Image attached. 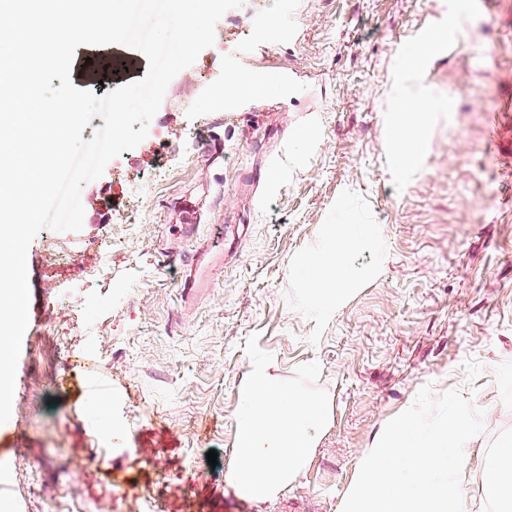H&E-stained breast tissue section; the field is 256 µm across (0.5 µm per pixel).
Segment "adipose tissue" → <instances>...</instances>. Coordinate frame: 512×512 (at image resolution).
<instances>
[{
    "instance_id": "obj_1",
    "label": "adipose tissue",
    "mask_w": 512,
    "mask_h": 512,
    "mask_svg": "<svg viewBox=\"0 0 512 512\" xmlns=\"http://www.w3.org/2000/svg\"><path fill=\"white\" fill-rule=\"evenodd\" d=\"M398 107L391 148L400 168L407 170L425 152L430 106L407 88L400 95ZM379 238V228L374 224L347 220L325 225L320 241L304 254L295 271L306 306L323 315L334 313L338 302L359 279L351 262L352 254L363 244ZM482 468L491 479L489 489L496 502L495 512H512V440H506L487 455Z\"/></svg>"
}]
</instances>
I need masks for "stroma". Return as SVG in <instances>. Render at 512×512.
<instances>
[{
    "mask_svg": "<svg viewBox=\"0 0 512 512\" xmlns=\"http://www.w3.org/2000/svg\"><path fill=\"white\" fill-rule=\"evenodd\" d=\"M257 10L295 36L266 39ZM432 29L447 39L418 84L440 110L403 171L394 89ZM215 31L145 139L82 187V229L29 245L0 512H341L364 454L427 385L482 409L462 493L493 512L476 463L512 437V0H243ZM126 51L78 46L73 86L102 97L143 79L144 58L116 79L80 77L86 58ZM232 66L290 80L227 112L213 101ZM346 219L379 225L383 247L354 255L358 285L323 316L294 271ZM108 234L111 265L83 277ZM219 236L185 293L181 267ZM254 333L283 379L318 362L330 401L301 475L266 499L228 478ZM60 337L75 346L66 363Z\"/></svg>",
    "mask_w": 512,
    "mask_h": 512,
    "instance_id": "35a3bbf8",
    "label": "stroma"
}]
</instances>
